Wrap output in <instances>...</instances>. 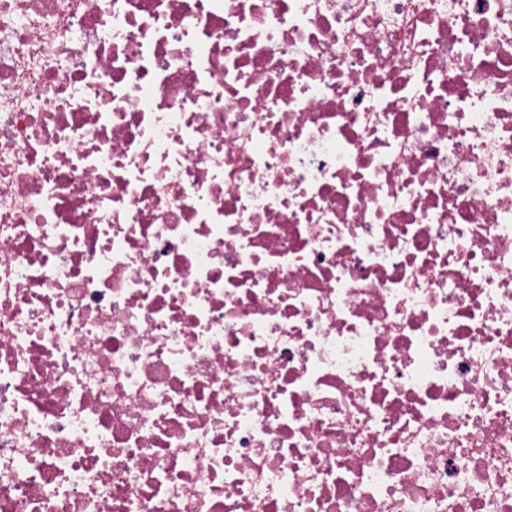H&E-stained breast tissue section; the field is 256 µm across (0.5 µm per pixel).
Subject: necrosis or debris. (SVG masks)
Returning <instances> with one entry per match:
<instances>
[{
    "label": "necrosis or debris",
    "instance_id": "1",
    "mask_svg": "<svg viewBox=\"0 0 512 512\" xmlns=\"http://www.w3.org/2000/svg\"><path fill=\"white\" fill-rule=\"evenodd\" d=\"M0 512H512V0H0Z\"/></svg>",
    "mask_w": 512,
    "mask_h": 512
}]
</instances>
